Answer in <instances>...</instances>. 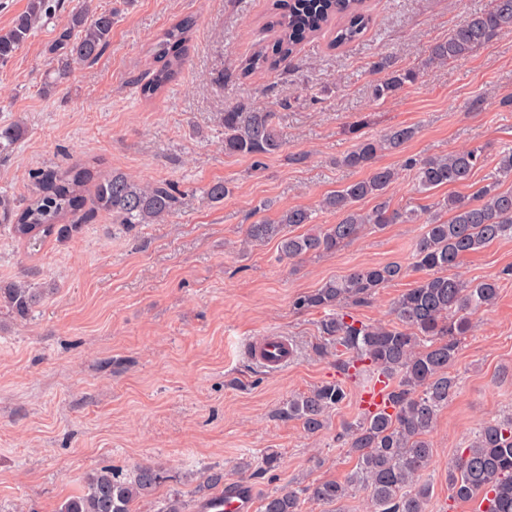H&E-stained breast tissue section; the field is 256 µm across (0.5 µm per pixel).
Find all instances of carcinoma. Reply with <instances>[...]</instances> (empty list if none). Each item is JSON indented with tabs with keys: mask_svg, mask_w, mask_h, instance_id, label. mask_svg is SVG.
Listing matches in <instances>:
<instances>
[{
	"mask_svg": "<svg viewBox=\"0 0 512 512\" xmlns=\"http://www.w3.org/2000/svg\"><path fill=\"white\" fill-rule=\"evenodd\" d=\"M365 0H274L266 27L275 32L268 44H260L242 64L244 73L276 71L287 63L298 45L334 27L332 45L339 47L360 39L369 17L362 10ZM46 0H28L11 26L0 31V63L11 60L28 41L47 14ZM116 11L96 9L91 0L70 15L69 27L52 49L54 64L47 74L50 85L69 78L75 63L96 60L112 37ZM192 22L172 24L157 38L153 51L157 67L141 86V95L151 99L168 88L183 64ZM512 31V0H489L488 6L466 14L448 36L430 50L428 62L447 63L471 55L478 47ZM380 74L375 84L379 99L396 95L420 77V69L403 68L390 58L374 66ZM275 113L241 103L220 113L224 127V151L256 162L279 152L283 146L274 122ZM417 133L415 126L390 129L379 138H363L341 164L366 169L368 175L348 182L320 202L323 211L334 213V224L314 223L313 211L289 208L274 219H261L247 226L249 244L277 241L280 257L288 260L308 254H326L361 235L366 228L422 220L423 228L413 244L412 268L422 276L394 302L390 325H367L342 311L343 305L362 304L380 289L408 273L392 262L358 267L330 279L311 293L296 297L297 309L330 311L320 323L324 349L332 350L344 372L364 363L372 378L387 381V405L368 412L358 422H348L340 439L357 455L355 468L345 481L325 480L298 490L286 489L265 499L263 512H301L302 502L342 503L354 489L367 493L371 512H427L430 483L424 480L433 448L427 439L440 410L457 391L451 367L458 337L472 326V317L494 306L499 279L477 282L460 278L455 269L462 259L496 241L512 239V149L499 153L497 168L471 199L450 195L434 203L435 212L425 218L390 209L385 199L397 172L377 165L384 151H398ZM22 127H0V153L14 148ZM483 160V150L466 148L443 156L409 158L416 189L427 193L439 187L464 185ZM90 170L75 165L65 170L48 169L34 175L39 193L15 204L0 199V225L14 237H62L69 232L63 223L68 214L85 205L83 188ZM376 200L362 211L359 203ZM178 197L167 182L142 183L114 172L94 185L93 205L112 215V221L127 233L144 224H155L176 209ZM304 232H298V229ZM47 289L28 282L0 283V305L13 317L25 320L45 297ZM346 399L345 386L336 381L317 386L288 401L283 416L301 421L315 434L325 415ZM161 475L153 467L139 468L127 478L104 468L88 475L84 490L64 501L58 512H132L133 503L151 492ZM448 491L454 500L479 499L478 512H512V415L481 422L468 444L448 469Z\"/></svg>",
	"mask_w": 512,
	"mask_h": 512,
	"instance_id": "1",
	"label": "carcinoma"
}]
</instances>
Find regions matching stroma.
I'll use <instances>...</instances> for the list:
<instances>
[{
	"label": "stroma",
	"mask_w": 512,
	"mask_h": 512,
	"mask_svg": "<svg viewBox=\"0 0 512 512\" xmlns=\"http://www.w3.org/2000/svg\"><path fill=\"white\" fill-rule=\"evenodd\" d=\"M488 0H366L370 24L357 41L332 46V31L298 46L288 69L245 76L240 64L259 41L271 0H134L119 16L105 51L76 66L65 84L45 86L49 49L69 24L77 0H47L51 15L0 64V126L23 134L0 157V198L35 194L34 172L75 163L94 176L115 171L175 185L179 202L167 221L125 233L110 214L68 216L67 239L11 238L0 227V282L26 280L47 296L27 320L0 308V512H57L94 470H159L163 483L133 512H163L180 497L204 512L224 484L247 487L255 512L286 487L344 481L356 464L339 434L364 413L363 382L344 379L322 353L320 310L294 299L356 267L410 263L417 224L367 231L336 252L296 263L276 243L240 248L247 224L289 207L317 206L327 193L364 178L337 159L366 136L419 126L400 151L378 163L399 169L391 208L422 211L444 196L471 197L512 147V32L444 66L427 65L430 47ZM193 22L181 72L167 90L143 99L156 37ZM418 67L415 85L375 99L380 56ZM270 109L285 144L255 165L224 150L220 112L236 103ZM480 147L472 180L419 193L407 158ZM229 183L232 195L211 202L207 186ZM512 267V239L467 255L468 280ZM414 276L352 307L367 324L387 323L392 303ZM453 372L458 392L429 435L434 449L428 512H475L448 496V465L484 419L512 414V279L493 308L474 316ZM260 336H284L296 353L266 369L250 359ZM344 380L347 397L324 428L307 434L281 411L289 399ZM274 464H266L267 456Z\"/></svg>",
	"instance_id": "35a3bbf8"
}]
</instances>
